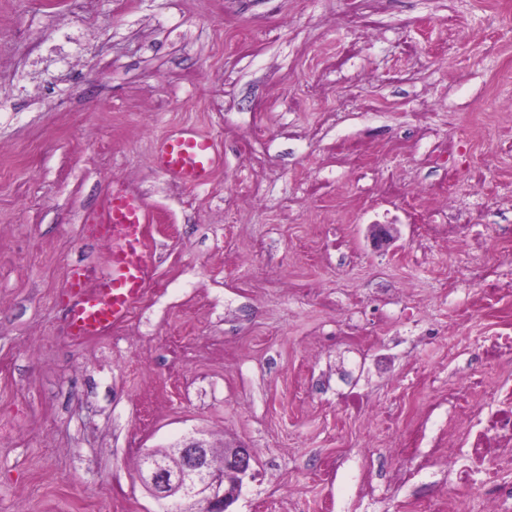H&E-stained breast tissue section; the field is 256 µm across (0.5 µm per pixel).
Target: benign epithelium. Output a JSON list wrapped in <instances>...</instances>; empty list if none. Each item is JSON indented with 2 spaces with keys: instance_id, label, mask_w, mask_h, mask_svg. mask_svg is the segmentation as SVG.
Returning a JSON list of instances; mask_svg holds the SVG:
<instances>
[{
  "instance_id": "1",
  "label": "benign epithelium",
  "mask_w": 512,
  "mask_h": 512,
  "mask_svg": "<svg viewBox=\"0 0 512 512\" xmlns=\"http://www.w3.org/2000/svg\"><path fill=\"white\" fill-rule=\"evenodd\" d=\"M177 451L171 465L144 466L139 471L140 481L154 498L183 512H229L244 479L252 477L250 449L226 448L218 462L202 440L193 439Z\"/></svg>"
}]
</instances>
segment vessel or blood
Wrapping results in <instances>:
<instances>
[{
	"label": "vessel or blood",
	"mask_w": 512,
	"mask_h": 512,
	"mask_svg": "<svg viewBox=\"0 0 512 512\" xmlns=\"http://www.w3.org/2000/svg\"><path fill=\"white\" fill-rule=\"evenodd\" d=\"M157 168L177 181L203 186L210 182L219 162L214 140L183 126L170 131L156 145ZM148 211L144 201L124 189H113L106 221L119 228L99 287H89L93 273L74 267L68 281L74 303L68 315L69 334L75 338L98 336L124 322L151 279L154 258L145 239Z\"/></svg>",
	"instance_id": "vessel-or-blood-1"
}]
</instances>
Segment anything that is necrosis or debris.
<instances>
[{"mask_svg":"<svg viewBox=\"0 0 512 512\" xmlns=\"http://www.w3.org/2000/svg\"><path fill=\"white\" fill-rule=\"evenodd\" d=\"M512 355V335L492 332L476 347L477 367L448 388V445L444 462L455 486L479 489L489 512H512V491L498 473L512 467V381L491 385L484 366Z\"/></svg>","mask_w":512,"mask_h":512,"instance_id":"obj_1","label":"necrosis or debris"}]
</instances>
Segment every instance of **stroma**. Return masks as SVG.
Segmentation results:
<instances>
[{"label":"stroma","instance_id":"obj_1","mask_svg":"<svg viewBox=\"0 0 512 512\" xmlns=\"http://www.w3.org/2000/svg\"><path fill=\"white\" fill-rule=\"evenodd\" d=\"M508 102L512 0H0V512H159L136 467L191 437L252 449L231 512L447 499L394 427L447 428L436 385L500 319L456 311L512 263ZM180 126L206 185L151 161ZM119 185L155 268L77 341L66 271L104 272ZM153 162L177 181L203 186L210 182L219 162L214 140L193 127L170 131L155 146Z\"/></svg>","mask_w":512,"mask_h":512}]
</instances>
